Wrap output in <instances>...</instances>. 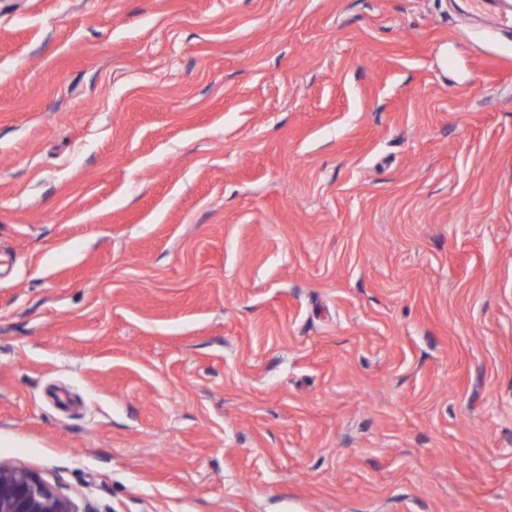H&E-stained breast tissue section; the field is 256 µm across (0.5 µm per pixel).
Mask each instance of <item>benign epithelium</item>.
I'll use <instances>...</instances> for the list:
<instances>
[{
	"mask_svg": "<svg viewBox=\"0 0 512 512\" xmlns=\"http://www.w3.org/2000/svg\"><path fill=\"white\" fill-rule=\"evenodd\" d=\"M0 512H79L76 504L39 473L0 462Z\"/></svg>",
	"mask_w": 512,
	"mask_h": 512,
	"instance_id": "7a95c632",
	"label": "benign epithelium"
}]
</instances>
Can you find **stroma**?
I'll return each mask as SVG.
<instances>
[{
  "mask_svg": "<svg viewBox=\"0 0 512 512\" xmlns=\"http://www.w3.org/2000/svg\"><path fill=\"white\" fill-rule=\"evenodd\" d=\"M460 6L0 0V461L512 512V35Z\"/></svg>",
  "mask_w": 512,
  "mask_h": 512,
  "instance_id": "obj_1",
  "label": "stroma"
}]
</instances>
